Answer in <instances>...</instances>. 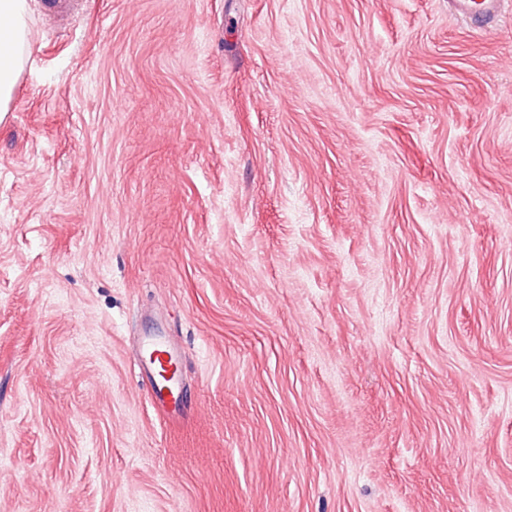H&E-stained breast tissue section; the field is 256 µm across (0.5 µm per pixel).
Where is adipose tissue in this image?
Listing matches in <instances>:
<instances>
[{"mask_svg": "<svg viewBox=\"0 0 512 512\" xmlns=\"http://www.w3.org/2000/svg\"><path fill=\"white\" fill-rule=\"evenodd\" d=\"M27 0H0V49L7 58L0 59V112H7L18 77L23 69L29 42Z\"/></svg>", "mask_w": 512, "mask_h": 512, "instance_id": "ef3b65f1", "label": "adipose tissue"}]
</instances>
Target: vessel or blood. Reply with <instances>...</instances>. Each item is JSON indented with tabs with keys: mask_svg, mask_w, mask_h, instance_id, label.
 Masks as SVG:
<instances>
[{
	"mask_svg": "<svg viewBox=\"0 0 512 512\" xmlns=\"http://www.w3.org/2000/svg\"><path fill=\"white\" fill-rule=\"evenodd\" d=\"M506 0H450L456 15L468 20L478 30L495 28ZM136 365L141 374L154 376L151 399L156 403H173L178 399L177 355L161 336L145 337L137 352Z\"/></svg>",
	"mask_w": 512,
	"mask_h": 512,
	"instance_id": "obj_1",
	"label": "vessel or blood"
}]
</instances>
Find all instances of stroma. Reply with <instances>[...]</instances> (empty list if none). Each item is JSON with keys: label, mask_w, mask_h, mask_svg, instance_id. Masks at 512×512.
Wrapping results in <instances>:
<instances>
[{"label": "stroma", "mask_w": 512, "mask_h": 512, "mask_svg": "<svg viewBox=\"0 0 512 512\" xmlns=\"http://www.w3.org/2000/svg\"><path fill=\"white\" fill-rule=\"evenodd\" d=\"M30 6L0 512H512V0ZM506 0H450L454 13L481 31L495 28ZM136 365L140 373L154 380L150 385L151 399L155 403H175L180 390L176 350L163 336L145 337L137 352ZM158 375L165 381H161Z\"/></svg>", "instance_id": "obj_1"}]
</instances>
